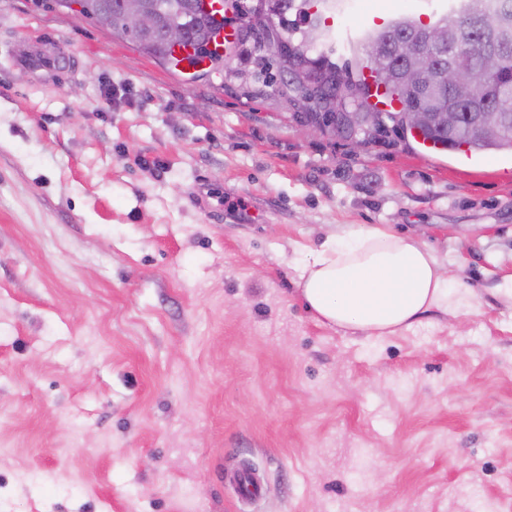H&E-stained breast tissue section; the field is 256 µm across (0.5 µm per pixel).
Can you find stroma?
I'll list each match as a JSON object with an SVG mask.
<instances>
[{
	"instance_id": "1",
	"label": "stroma",
	"mask_w": 512,
	"mask_h": 512,
	"mask_svg": "<svg viewBox=\"0 0 512 512\" xmlns=\"http://www.w3.org/2000/svg\"><path fill=\"white\" fill-rule=\"evenodd\" d=\"M422 0H348L352 27ZM0 512H512V152L302 134L246 39L201 78L0 0ZM423 242L463 305L368 338L298 261ZM256 470L243 500L233 475ZM42 44L34 42L23 52H15L10 56L12 69H58L64 63V58L58 53L50 52L42 47Z\"/></svg>"
}]
</instances>
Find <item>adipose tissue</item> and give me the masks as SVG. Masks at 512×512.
<instances>
[{"label":"adipose tissue","instance_id":"adipose-tissue-1","mask_svg":"<svg viewBox=\"0 0 512 512\" xmlns=\"http://www.w3.org/2000/svg\"><path fill=\"white\" fill-rule=\"evenodd\" d=\"M299 286L318 320L370 337L411 328L450 299L449 278L430 251L381 226L356 228L311 252Z\"/></svg>","mask_w":512,"mask_h":512}]
</instances>
